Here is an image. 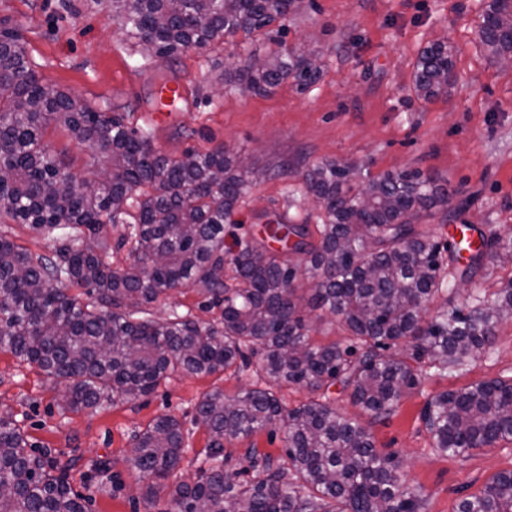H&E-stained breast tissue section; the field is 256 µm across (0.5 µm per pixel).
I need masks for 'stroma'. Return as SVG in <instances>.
I'll return each mask as SVG.
<instances>
[{
    "instance_id": "stroma-1",
    "label": "stroma",
    "mask_w": 512,
    "mask_h": 512,
    "mask_svg": "<svg viewBox=\"0 0 512 512\" xmlns=\"http://www.w3.org/2000/svg\"><path fill=\"white\" fill-rule=\"evenodd\" d=\"M490 0H303L299 8L251 35L236 34L208 51H187L167 60L142 57L104 0H0V27L17 30L33 69L45 81L102 112H122L136 126L146 111L161 109L152 143L178 156L189 147L206 151L222 144L246 161L253 184L240 201L225 246L258 236L268 220L319 222L320 208L300 178L308 164L345 160L362 178L418 171L447 182L465 208L448 217L438 211V240L459 238L461 225L485 232L512 231V67L489 59L479 29ZM447 40L455 82L426 101L414 89L422 49ZM306 48L321 66L305 90L283 80L262 94H241L229 83L250 57L267 58L287 48ZM172 80L183 99L161 107L158 89ZM512 278V264H487L473 281H456L451 294L464 306L475 294L492 295ZM153 318L189 316L216 322L222 309L198 288L160 296ZM420 385L396 412L373 421L347 393L329 395L343 414L360 419L375 448L396 454L401 483L420 490L422 512H457L460 500L479 493L495 475L512 471V441L474 450L465 457L436 453L420 419L427 399L494 379H512V318L496 329L492 347L455 370L422 363ZM272 386L289 408L305 403L308 390L270 384L257 359L239 371L213 375L177 373L151 394L91 410L63 402L65 384L36 365L0 350V410L12 413L29 445L63 467L72 487L91 500L90 512H165L166 501L149 504L131 457L135 435L161 415L175 416L187 448L180 480L205 465L210 433L196 407L210 392L225 397ZM230 470L255 475L244 454L285 457L282 429L232 439Z\"/></svg>"
}]
</instances>
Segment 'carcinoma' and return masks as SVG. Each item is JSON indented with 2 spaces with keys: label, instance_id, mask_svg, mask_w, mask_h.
Returning a JSON list of instances; mask_svg holds the SVG:
<instances>
[{
  "label": "carcinoma",
  "instance_id": "carcinoma-1",
  "mask_svg": "<svg viewBox=\"0 0 512 512\" xmlns=\"http://www.w3.org/2000/svg\"><path fill=\"white\" fill-rule=\"evenodd\" d=\"M300 0H107L128 36L150 57L203 52L241 32L259 31ZM481 42L489 58H512V0H491ZM321 66L311 54L286 49L259 65L240 66L231 81L259 94L291 78L314 83ZM455 81L444 41L423 49L415 92L430 100ZM107 165L105 173L70 175L65 156L44 143L50 126ZM253 172L219 144L179 156L154 148L149 130L122 113L100 112L38 77L15 29L0 33V224L12 222L57 243L38 254L0 235V350L35 364L66 385V407L94 409L154 392L173 373L224 372L247 355L259 358L273 383L309 390L285 409L269 389L234 398L207 394L198 417L210 432L208 467L192 483H168L186 448L180 422L161 415L135 435L134 465L152 477L144 497L164 494L166 512H420L422 497L399 487L393 454L379 453L366 428L329 402L339 384L375 420L389 417L418 384L416 370L389 352L401 347L443 369L489 348L498 323L512 316V279L489 302L426 318L454 264L471 247L461 227L457 244L440 245L420 221L450 203L448 186L419 173L358 179L354 164L330 160L302 173L322 223L267 222L263 236L224 247V225L249 191ZM134 225L131 261L112 268L108 225ZM480 250L461 271L473 280L483 259H512V236L479 233ZM278 244L273 248L272 244ZM233 276L224 280L225 266ZM309 284L301 294L299 279ZM198 286L224 304L215 326L176 315L165 321L142 307L175 288ZM333 315L359 345L314 344L305 306ZM421 420L432 447L463 456L512 441V381L479 382L429 398ZM285 429L287 463L246 451L261 476L240 479L225 469L224 440L269 426ZM0 512H88L64 470L29 448L23 430L0 414ZM457 512H512V471L499 473Z\"/></svg>",
  "mask_w": 512,
  "mask_h": 512
}]
</instances>
